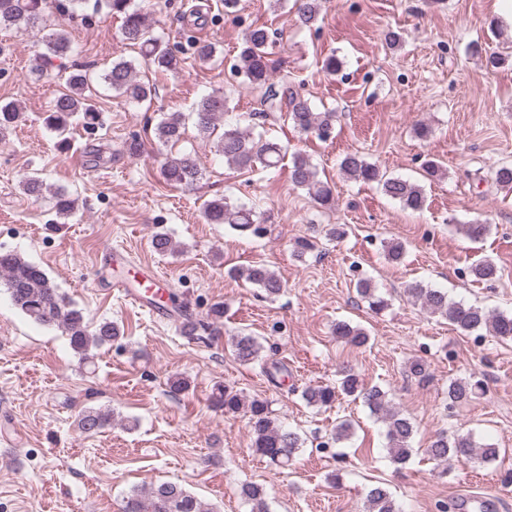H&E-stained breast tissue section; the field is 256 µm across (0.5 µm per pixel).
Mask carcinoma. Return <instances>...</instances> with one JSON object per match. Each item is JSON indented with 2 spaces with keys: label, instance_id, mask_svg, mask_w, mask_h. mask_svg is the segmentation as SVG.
I'll use <instances>...</instances> for the list:
<instances>
[{
  "label": "carcinoma",
  "instance_id": "cac0c4a2",
  "mask_svg": "<svg viewBox=\"0 0 512 512\" xmlns=\"http://www.w3.org/2000/svg\"><path fill=\"white\" fill-rule=\"evenodd\" d=\"M108 12L122 17L121 36L127 44L139 47L144 63L159 71L178 70L180 56L169 43L155 36L148 24L146 14L133 6V0H99ZM78 15L85 0H0V28H14L39 37L45 52L41 59L62 57L74 52L70 37L63 31L41 34L39 23L49 4ZM320 14V0H297L298 22L308 28L316 25ZM270 33L264 26L250 27L243 36L237 73L253 89L263 88L270 97L286 100L288 120L298 131L314 134L320 139L331 136L336 121L334 112H317L303 99L291 85L275 91L269 85L273 72V62L268 47ZM104 86L118 96L136 105L146 102L152 96V86L138 79L134 62L123 58L112 61L109 69L95 77L87 72H72L65 78V90L56 96L45 113L44 124L56 134V146L65 148L70 127L80 123L93 128L99 122V112L94 102V85ZM227 101L222 95L202 96L189 112H167L155 126L158 142L164 146L177 145L185 134L187 122H192L199 136L209 138L215 132L218 121L223 119ZM21 118L19 106L14 102L0 101V139L6 137ZM217 152L228 164L240 168H250L259 162L265 168L278 166L284 154L282 147L275 142L254 137L238 126L228 127L218 137ZM340 170L349 179L364 183L375 182L383 193L399 201L413 211H420L426 205V195L421 185L400 177L387 176L378 166L368 162L357 153H348L340 162ZM161 174L169 184L180 188H192L202 178V170L195 157L181 153L165 158ZM290 177L292 182L307 190L314 202L323 209L336 205V198L330 185L318 178L317 171L309 160L300 153L292 156ZM21 190L29 196L39 197L45 193L52 196L53 208L57 216L69 217L76 209L78 199L65 189H51L37 175L25 178ZM201 217L208 224H229L236 230L260 237L265 231L266 218L256 216L255 211L230 202L227 197L212 198L204 202ZM458 229L471 240H478L490 231V225L475 222L460 224ZM155 252L165 256L174 252L169 235L156 232L151 240ZM385 258L396 263L404 255V244L396 239L384 242ZM477 281L496 278L497 266L490 260L477 261L470 268ZM230 274L259 288L265 297L274 298L282 293L280 277L263 263H256L242 271L232 270ZM0 282L3 283L14 305L36 323L57 327L69 336L72 350L89 360V351L112 343L121 336L117 324L105 321L90 327L82 310L78 309L46 273L35 263L26 260L16 252H0ZM357 294L368 303L369 309L379 313L389 306L388 300L377 294L371 281L362 278L356 283ZM406 293L433 316H438L464 336L487 331L500 340H512V312H493L480 306L457 302L448 298V292L429 288L420 281L407 285ZM225 306L216 302L209 307L210 323L205 324L186 314L181 323L184 335L194 337L201 331H215L224 319ZM337 338L345 343L361 347L368 343L369 335L360 327L339 321L334 327ZM233 353L238 361L251 364L262 359V346L258 340L241 333L232 339ZM482 383L470 380H452L448 384V400L455 405L469 402ZM353 396L378 419L386 424L387 453L394 465H404L412 457V441L416 425L401 411L395 409L387 393L378 386L362 384L352 369L343 367L337 371L336 384L309 386L302 392V398L313 407H330L340 395ZM216 406L227 414L244 411L252 436L254 451L266 462L278 469L288 468L305 439L293 430L279 425L272 417L267 401L254 398L245 401L235 390L219 386L213 393ZM112 424V416L100 409L88 407L78 418L79 429L86 434L103 432ZM429 459L436 464L448 463L454 458L461 462H491L499 458L500 449L491 444H479L469 435L441 431L426 448ZM241 495L250 505V512H272L263 486L245 483ZM124 512H213L182 486L163 482L147 489L134 487L126 497ZM365 512H399V507L388 488L382 484L371 487L366 495Z\"/></svg>",
  "mask_w": 512,
  "mask_h": 512
}]
</instances>
